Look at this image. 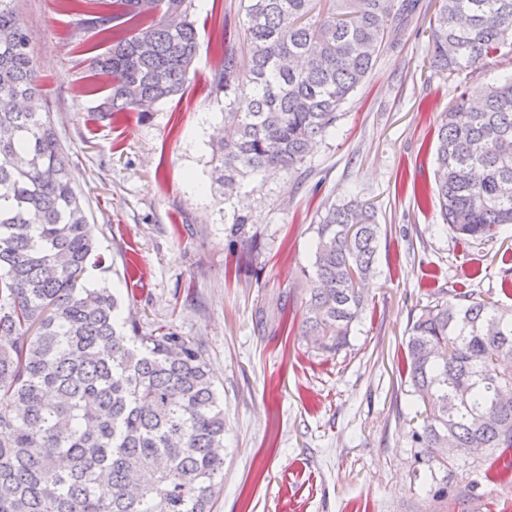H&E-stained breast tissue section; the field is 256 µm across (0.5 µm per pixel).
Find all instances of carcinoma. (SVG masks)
<instances>
[{
    "mask_svg": "<svg viewBox=\"0 0 512 512\" xmlns=\"http://www.w3.org/2000/svg\"><path fill=\"white\" fill-rule=\"evenodd\" d=\"M77 29L109 44L102 117L147 114L181 94L199 49L191 0H65ZM238 44L223 45L211 88L230 99L211 142L212 182L234 188L302 165L336 127L394 24L418 0H240ZM429 67L452 78L512 54V0H440ZM436 194L463 242L512 224V75L478 101L460 93L436 144ZM309 331L336 354L365 307L356 279L373 268L372 206L324 207L316 227ZM43 93L16 0H0V512H212L224 476V405L200 347L143 331L108 283ZM403 369L425 407L413 441L429 460L456 448L512 447V307L425 306Z\"/></svg>",
    "mask_w": 512,
    "mask_h": 512,
    "instance_id": "obj_1",
    "label": "carcinoma"
}]
</instances>
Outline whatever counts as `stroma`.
<instances>
[{"label":"stroma","mask_w":512,"mask_h":512,"mask_svg":"<svg viewBox=\"0 0 512 512\" xmlns=\"http://www.w3.org/2000/svg\"><path fill=\"white\" fill-rule=\"evenodd\" d=\"M439 0L393 27L335 128L299 169L242 180L228 194L209 179L214 131L227 105L212 93L221 42L237 41L240 0H194L196 76L147 116L101 119L105 43L76 33L62 0H18L45 108L69 157L107 279L144 330L188 337L204 352L224 402V485L213 512H512V448L428 461L412 435L421 409L401 370L412 319L435 294L512 306V224L464 243L434 193L435 143L457 94L482 95L512 74L490 59L460 80L429 69ZM371 204L381 226L368 305L339 353L302 322L314 286L315 227L324 204ZM246 217L241 235L231 228ZM258 249L240 260L241 237Z\"/></svg>","instance_id":"1"}]
</instances>
